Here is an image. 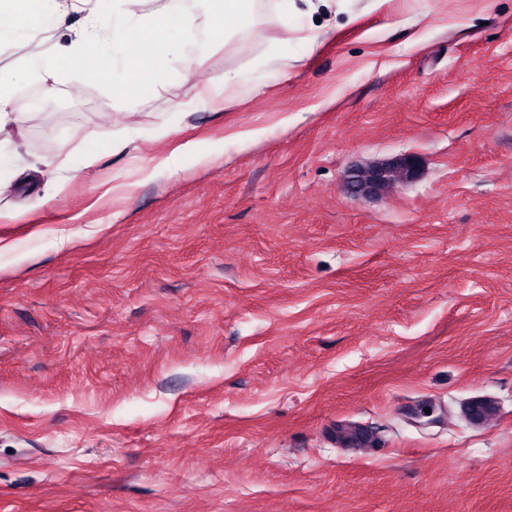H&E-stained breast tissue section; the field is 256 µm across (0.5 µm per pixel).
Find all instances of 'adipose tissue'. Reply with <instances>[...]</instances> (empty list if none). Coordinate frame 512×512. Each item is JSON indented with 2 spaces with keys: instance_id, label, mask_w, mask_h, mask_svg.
I'll list each match as a JSON object with an SVG mask.
<instances>
[{
  "instance_id": "1",
  "label": "adipose tissue",
  "mask_w": 512,
  "mask_h": 512,
  "mask_svg": "<svg viewBox=\"0 0 512 512\" xmlns=\"http://www.w3.org/2000/svg\"><path fill=\"white\" fill-rule=\"evenodd\" d=\"M129 0H0V12L9 24L0 25V46L13 45L40 30L52 31L58 19L73 10L85 19L73 39L61 50L44 56L29 54L28 72L46 84L59 72L75 71L91 81L111 85L112 94L127 106H135L146 92L174 78H187L195 62L184 55L185 47L199 34L211 42L226 38V21L250 22L255 0H205L204 19L188 10L160 7L142 14L131 12ZM19 74L0 70V137L18 132L25 111L14 97Z\"/></svg>"
}]
</instances>
